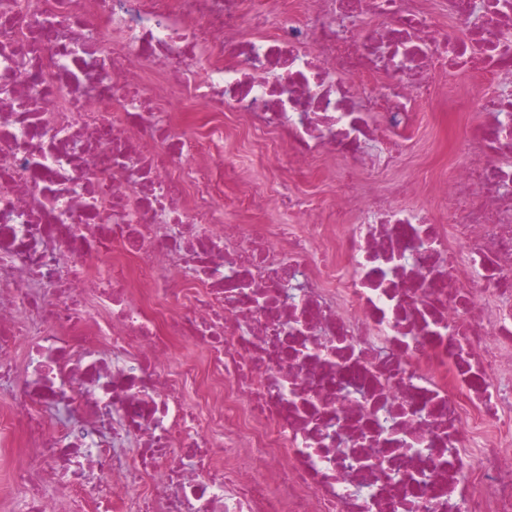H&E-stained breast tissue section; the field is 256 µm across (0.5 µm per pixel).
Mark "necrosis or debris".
I'll use <instances>...</instances> for the list:
<instances>
[{
  "label": "necrosis or debris",
  "instance_id": "obj_1",
  "mask_svg": "<svg viewBox=\"0 0 512 512\" xmlns=\"http://www.w3.org/2000/svg\"><path fill=\"white\" fill-rule=\"evenodd\" d=\"M299 2L0 0L9 512H512V0ZM438 97L470 161L375 190ZM228 113L341 164L303 228ZM263 148L258 144L244 143L239 138L228 136L224 138V165L240 166L247 179L249 191L267 192L271 194L276 187L278 171L266 162V157L259 158ZM224 218L240 224H280V215L274 203L260 213L246 215L242 211V201L229 189H224Z\"/></svg>",
  "mask_w": 512,
  "mask_h": 512
}]
</instances>
